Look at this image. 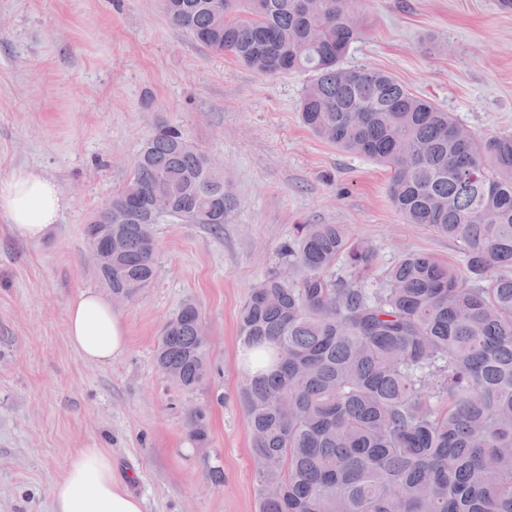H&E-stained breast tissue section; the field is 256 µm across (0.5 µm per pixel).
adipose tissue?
Returning a JSON list of instances; mask_svg holds the SVG:
<instances>
[{"label":"adipose tissue","mask_w":512,"mask_h":512,"mask_svg":"<svg viewBox=\"0 0 512 512\" xmlns=\"http://www.w3.org/2000/svg\"><path fill=\"white\" fill-rule=\"evenodd\" d=\"M66 206L56 184L36 171L20 169L0 182V213L27 239L43 238ZM66 315L70 344L85 361L106 364L126 350L124 322L100 293L79 292L69 301ZM52 509L143 512L144 502L115 477L111 451L91 439L72 456L65 476L55 484Z\"/></svg>","instance_id":"adipose-tissue-1"}]
</instances>
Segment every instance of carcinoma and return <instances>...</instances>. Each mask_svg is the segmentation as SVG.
<instances>
[{"label":"carcinoma","mask_w":512,"mask_h":512,"mask_svg":"<svg viewBox=\"0 0 512 512\" xmlns=\"http://www.w3.org/2000/svg\"><path fill=\"white\" fill-rule=\"evenodd\" d=\"M361 0H164L170 21L262 75L306 72L304 125L390 170L410 224L465 246L459 264L375 254L341 224H306L283 256L299 277L256 285L239 319L258 512H512V135L481 137L391 74L345 67ZM236 200L175 127L145 144L112 212L100 280L127 301L157 274L154 225L222 229ZM199 312L164 326L159 369L192 391L211 375ZM208 441V410L188 411Z\"/></svg>","instance_id":"carcinoma-1"}]
</instances>
